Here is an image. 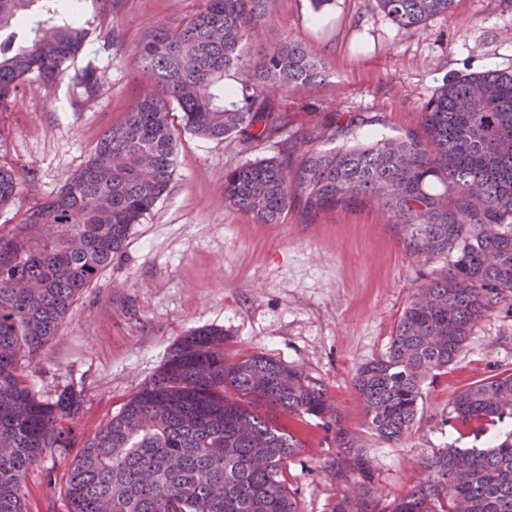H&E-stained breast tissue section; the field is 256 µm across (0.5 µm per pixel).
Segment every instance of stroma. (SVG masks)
Returning a JSON list of instances; mask_svg holds the SVG:
<instances>
[{
  "instance_id": "obj_1",
  "label": "stroma",
  "mask_w": 512,
  "mask_h": 512,
  "mask_svg": "<svg viewBox=\"0 0 512 512\" xmlns=\"http://www.w3.org/2000/svg\"><path fill=\"white\" fill-rule=\"evenodd\" d=\"M201 0H125L104 17L62 78L48 87L22 81L17 103L0 112V166L14 169V202L0 226L24 223L28 211L54 196L155 84L133 66L137 43L160 22L186 18ZM310 0H277L272 21L252 42L266 48L282 38L304 42L327 78L284 96L298 122L318 112H364L372 125L356 140L415 128L423 106L446 82L464 74L512 73V0H455L449 13L417 29L393 26L376 0H334L311 24ZM121 43H113V33ZM95 66L98 99L86 101L74 78ZM224 143L177 132L166 194L134 225L111 264L76 299L57 335L23 375L33 391L53 399L80 393L68 424L78 439L93 436L130 395L160 371L171 346L188 332L224 329L227 360L262 354L323 382L343 423L360 432L384 501L424 479L432 449L485 447L486 438L459 436L445 419L453 397L472 382L512 370V301L482 319L454 363L426 381L413 432L398 448L365 431L356 369L383 354L414 291L443 266L414 260L389 215L376 207L324 212L312 224L289 213L280 224H258L228 211L224 172L243 164ZM274 422L295 427L305 451L285 477L300 512H329L336 484L326 470L333 454L314 420ZM78 448L45 454L26 477L27 512H68L63 495Z\"/></svg>"
}]
</instances>
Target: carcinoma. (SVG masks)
<instances>
[{"instance_id":"cac0c4a2","label":"carcinoma","mask_w":512,"mask_h":512,"mask_svg":"<svg viewBox=\"0 0 512 512\" xmlns=\"http://www.w3.org/2000/svg\"><path fill=\"white\" fill-rule=\"evenodd\" d=\"M57 0H0V111L15 105L32 76L54 83L87 42L94 20L123 0H80L84 19ZM44 18L30 27L28 11ZM392 25L417 29L454 0H378ZM274 0H202L188 20L160 23L134 50L159 94L140 100L108 129L93 154L22 224L0 232V512H26L25 479L47 450L71 448L65 419L81 398L38 397L23 377L56 336L75 299L130 229L165 194L174 168L175 128L223 141L236 153L275 154L224 173L226 207L259 224H281L295 208L313 224L327 210L373 202L396 225L405 250L448 266L405 307L387 351L362 364L354 387L370 432L390 445L411 433L422 384L448 368L474 325L512 299V73L486 71L447 81L418 127L395 137L326 147L374 121L361 112H324L300 126L283 108L288 92L317 86L324 67L295 40L249 57L268 27ZM77 88L87 100L100 83L88 67ZM17 178L0 168V209ZM224 330L181 337L161 370L116 416L84 440L70 466V512H300L284 472L302 442L260 414L271 407L309 417L331 436L338 484L330 512H512V433L490 448H438L426 478L393 505L377 498L373 466L340 423L323 384L253 354L224 359ZM512 419V372L463 388L445 422L482 433Z\"/></svg>"}]
</instances>
